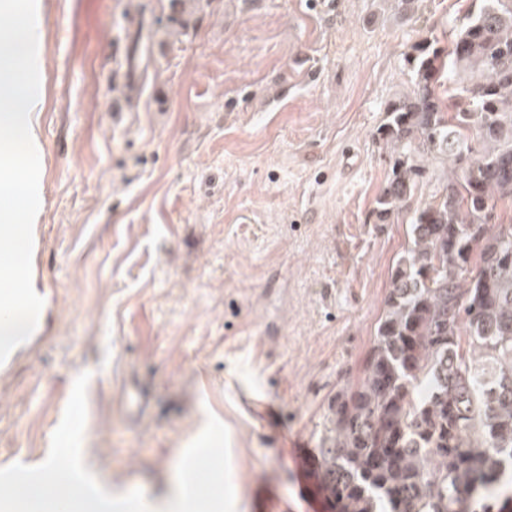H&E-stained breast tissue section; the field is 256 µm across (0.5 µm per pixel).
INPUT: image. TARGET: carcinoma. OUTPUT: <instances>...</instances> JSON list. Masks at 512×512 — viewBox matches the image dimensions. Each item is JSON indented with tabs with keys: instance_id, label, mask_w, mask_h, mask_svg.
Instances as JSON below:
<instances>
[{
	"instance_id": "1",
	"label": "carcinoma",
	"mask_w": 512,
	"mask_h": 512,
	"mask_svg": "<svg viewBox=\"0 0 512 512\" xmlns=\"http://www.w3.org/2000/svg\"><path fill=\"white\" fill-rule=\"evenodd\" d=\"M449 44L412 46L409 92L377 141L389 175L379 221L409 206L440 159L390 275L354 386L328 402L317 479L329 512H493L512 472V0H479Z\"/></svg>"
}]
</instances>
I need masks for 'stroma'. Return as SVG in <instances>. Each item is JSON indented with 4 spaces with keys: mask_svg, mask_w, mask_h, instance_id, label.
Listing matches in <instances>:
<instances>
[{
    "mask_svg": "<svg viewBox=\"0 0 512 512\" xmlns=\"http://www.w3.org/2000/svg\"><path fill=\"white\" fill-rule=\"evenodd\" d=\"M472 7L37 0L44 305L0 364V485L52 461L95 486L72 512H113L101 495L165 496L184 455L220 512H328L291 449L315 457L408 246L410 212L376 217V130L411 45Z\"/></svg>",
    "mask_w": 512,
    "mask_h": 512,
    "instance_id": "1",
    "label": "stroma"
}]
</instances>
